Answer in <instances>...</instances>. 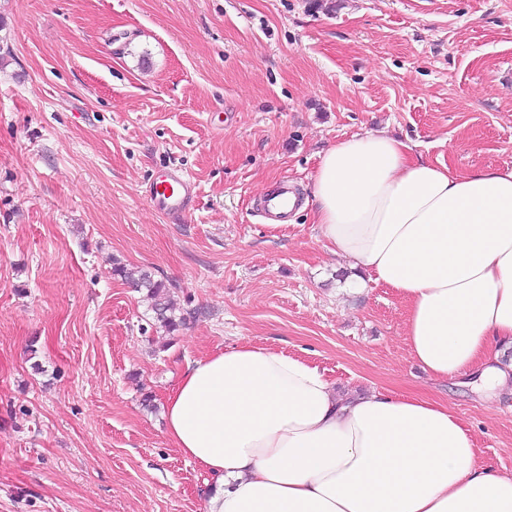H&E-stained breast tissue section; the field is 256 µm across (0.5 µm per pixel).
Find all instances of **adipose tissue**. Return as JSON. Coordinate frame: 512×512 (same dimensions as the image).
I'll use <instances>...</instances> for the list:
<instances>
[{
	"instance_id": "obj_1",
	"label": "adipose tissue",
	"mask_w": 512,
	"mask_h": 512,
	"mask_svg": "<svg viewBox=\"0 0 512 512\" xmlns=\"http://www.w3.org/2000/svg\"><path fill=\"white\" fill-rule=\"evenodd\" d=\"M333 254L396 290L431 378L512 395V167L452 172L382 131L329 147L310 183ZM167 433L211 479L205 512H512L447 402L336 392L315 366L242 343L187 364Z\"/></svg>"
}]
</instances>
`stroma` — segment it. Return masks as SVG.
<instances>
[{
    "label": "stroma",
    "instance_id": "stroma-1",
    "mask_svg": "<svg viewBox=\"0 0 512 512\" xmlns=\"http://www.w3.org/2000/svg\"><path fill=\"white\" fill-rule=\"evenodd\" d=\"M381 129L455 172L512 167V0H0V512H204L166 400L244 342L343 394L446 400L512 471V399L429 378L405 301L344 276L311 207L254 209ZM166 166L199 187L179 220L145 198ZM117 263L199 316L156 338ZM260 210L275 221L288 223V219L298 209L300 198L295 187L288 180L281 181L277 188L259 197Z\"/></svg>",
    "mask_w": 512,
    "mask_h": 512
}]
</instances>
